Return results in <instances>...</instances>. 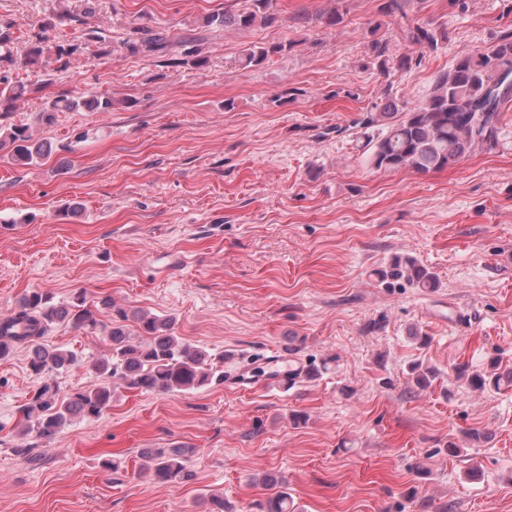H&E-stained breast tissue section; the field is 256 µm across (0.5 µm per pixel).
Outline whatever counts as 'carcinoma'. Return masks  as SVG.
Segmentation results:
<instances>
[{
  "instance_id": "obj_1",
  "label": "carcinoma",
  "mask_w": 512,
  "mask_h": 512,
  "mask_svg": "<svg viewBox=\"0 0 512 512\" xmlns=\"http://www.w3.org/2000/svg\"><path fill=\"white\" fill-rule=\"evenodd\" d=\"M250 7L236 13L226 12L215 21L226 27L248 28L255 24L271 26L279 17L272 9L273 0H249ZM409 0H384L380 12L385 16L407 18ZM380 26L370 30V49L379 67L386 66L387 41L378 36ZM403 39L422 55L436 52L448 40L445 28L428 22L408 23L402 28ZM171 38L158 32L127 43L133 53L154 54L164 50ZM13 39L9 30L0 28V114L11 112L25 93L26 85L10 78L11 70L33 67L44 56H53L65 69L84 50L103 39H74L70 43L50 45L48 40L32 37L24 56L15 58L10 50ZM285 45L254 47L246 50L245 66H256L270 55L284 50ZM512 79V30L508 29L492 46L457 61L440 73L429 99L423 105L407 109L405 104L385 91L384 98L360 118L366 128L378 127L380 132L371 146V163L377 169H411L428 173L453 167L476 151H491L498 146L500 113L512 102V92H501ZM79 106V100L62 94L42 113V120L51 123L58 112ZM10 148L11 159L28 165L44 155L43 144L34 141L24 125L0 126V150ZM382 283L393 285L404 281L416 288L438 287L433 273L409 256H395L389 267L378 272ZM103 306L113 310L115 318L108 331L110 357L93 364L98 376L112 378L126 389L140 393L188 392L212 383H224V354H212L203 347L185 342L174 335L173 319H161L146 312L135 316L139 339L133 340L124 322L128 314L122 307L108 301ZM95 329L100 325L96 312L85 307L78 295L65 305L50 303L48 295L30 291L22 297L18 310L0 320V360L10 356L14 346L31 349L29 366L36 375L60 374L78 366L77 356L60 348L41 343L49 328L57 323ZM456 378L476 391L512 387V370L502 371L501 357H488L483 367L469 364L454 367ZM438 376L434 367H411L415 389L426 391ZM112 391L105 385L62 396L55 384L46 383L30 402L20 409L21 433L51 440L70 425L72 418H97L111 403ZM190 450H147L141 455V469L160 482H179L190 477L187 459ZM260 482L273 493L256 504L258 512H294L283 480L264 475Z\"/></svg>"
}]
</instances>
